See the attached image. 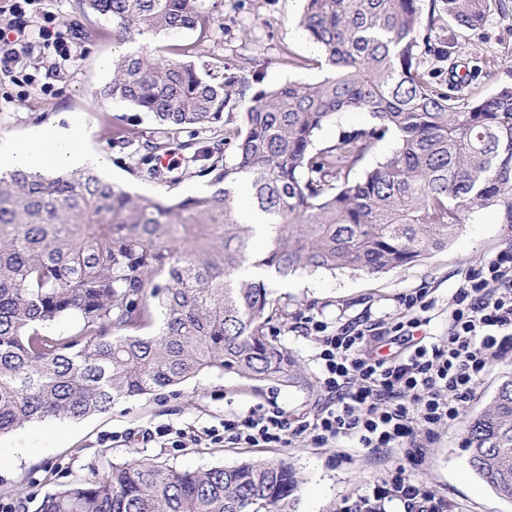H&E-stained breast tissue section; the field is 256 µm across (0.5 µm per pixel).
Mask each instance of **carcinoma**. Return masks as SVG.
<instances>
[{"mask_svg":"<svg viewBox=\"0 0 512 512\" xmlns=\"http://www.w3.org/2000/svg\"><path fill=\"white\" fill-rule=\"evenodd\" d=\"M79 8L111 18L121 43L213 28L198 0ZM493 11L505 13L506 0H305L301 27L323 70L312 84L255 88L239 60L198 67L142 48L113 58L112 82L96 97L151 114L156 128L136 135L114 123L112 148L135 147L133 171L145 181L206 177L208 190L133 195L92 169L0 173V435L104 413L207 371L305 385L268 338L288 304L264 279L240 276L245 263L273 277L373 275L447 249L475 209L495 207L511 224L512 83L481 98L466 91L491 68L475 33ZM464 36L473 65L458 78ZM339 112L371 122L314 148ZM179 133L187 139L176 172L160 159ZM388 135L392 155L350 180ZM242 181L268 228L260 257L235 204ZM153 303L163 325L145 334ZM64 318L79 321L76 333L47 331ZM461 443L474 474L512 501L511 372ZM300 483L284 459L194 471L154 458L109 461L46 496L39 512H295Z\"/></svg>","mask_w":512,"mask_h":512,"instance_id":"obj_1","label":"carcinoma"}]
</instances>
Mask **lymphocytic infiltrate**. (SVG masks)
I'll return each instance as SVG.
<instances>
[{"label": "lymphocytic infiltrate", "instance_id": "1", "mask_svg": "<svg viewBox=\"0 0 512 512\" xmlns=\"http://www.w3.org/2000/svg\"><path fill=\"white\" fill-rule=\"evenodd\" d=\"M28 0H11L9 19L0 25V64L18 62V45H41L70 59L69 47L52 26L30 24ZM307 331L319 345L318 361L329 403L312 421L292 424L282 410L238 415L223 430H206L209 439L231 444L282 443L311 432L316 444L349 442L389 453L403 443L423 447L424 437L454 426L492 359L512 344V245L471 268L458 281L448 307V336L443 341H415L406 355L373 354L372 325L349 323L328 332L321 321ZM395 496L403 512H435L427 493L415 486L404 466L363 495L362 503Z\"/></svg>", "mask_w": 512, "mask_h": 512}]
</instances>
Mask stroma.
Instances as JSON below:
<instances>
[{"label":"stroma","mask_w":512,"mask_h":512,"mask_svg":"<svg viewBox=\"0 0 512 512\" xmlns=\"http://www.w3.org/2000/svg\"><path fill=\"white\" fill-rule=\"evenodd\" d=\"M202 2L215 20L211 37L180 31L151 42V50L165 56L172 47L191 45L194 60L214 64L249 58L247 76L257 87L320 79L315 48L297 35L302 0ZM46 16L55 17L63 37L72 41V57L65 61L53 50L37 48L21 63L0 66V139L20 141L37 127L65 126L75 118L84 126L87 147L106 157L112 183L176 198L204 191L206 181L199 177L164 187L140 181L127 156L113 150L108 131L113 117H125L135 132L149 130L153 121L126 103L94 96L110 81L112 71L105 62L118 50L111 18L83 14L77 0H34L29 19L39 22ZM483 33L486 56L500 71L512 73V15L493 14ZM508 244L512 224L503 223L500 211L491 207L470 212L447 250L384 274L300 272L268 279L273 297L286 302L289 313L287 321L274 322L271 333L295 360L306 385L253 382L230 372H209L174 389L118 401L104 413L79 420L53 417L18 427L0 436V512H37L45 494L91 478L92 467L139 457L191 470L288 459L301 477L296 512H357L366 488L400 464L413 484L447 502V512H512V502L497 496L469 467L458 425L439 429L426 448L406 446L388 454L332 443L319 446L307 434L286 445L259 447L197 438L208 428L223 430L225 419L254 408H280L290 418L303 420L328 402L316 345L303 325L305 317L323 321L332 330L350 322L380 324L385 352H400L406 342L393 327L417 316V309L408 308L404 298L423 291L433 303L431 321L414 329V336H447L448 303L457 281ZM510 371L512 347L492 360L464 407V417L479 413L501 376ZM175 430L184 433L177 448L172 445Z\"/></svg>","instance_id":"obj_1"}]
</instances>
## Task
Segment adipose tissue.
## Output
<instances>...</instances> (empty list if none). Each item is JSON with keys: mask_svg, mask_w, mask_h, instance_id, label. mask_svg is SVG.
<instances>
[{"mask_svg": "<svg viewBox=\"0 0 512 512\" xmlns=\"http://www.w3.org/2000/svg\"><path fill=\"white\" fill-rule=\"evenodd\" d=\"M103 158L85 150L83 133L77 126L47 125L20 144H0V171L39 172L46 169L104 168Z\"/></svg>", "mask_w": 512, "mask_h": 512, "instance_id": "ef3b65f1", "label": "adipose tissue"}]
</instances>
